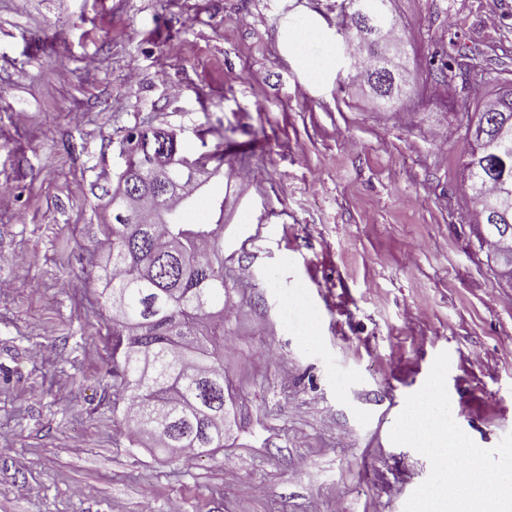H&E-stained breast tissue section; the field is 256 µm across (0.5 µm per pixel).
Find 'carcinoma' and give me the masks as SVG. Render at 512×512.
<instances>
[{"mask_svg":"<svg viewBox=\"0 0 512 512\" xmlns=\"http://www.w3.org/2000/svg\"><path fill=\"white\" fill-rule=\"evenodd\" d=\"M460 57L444 56L434 69L436 81L455 78ZM474 113L493 123L512 122V105L503 93L474 102ZM131 152H172L178 148L173 134L143 129L127 136ZM473 167L481 175L480 190L470 196L478 222L488 228L480 243L487 251L499 250L498 235L512 234V214L491 222L484 216L485 202L504 186L512 189V147L463 156L461 168ZM118 180L133 182L140 195L127 205L110 203L112 223L104 225L109 252L100 276V297L110 304L125 298L128 309L141 321L133 335L120 322H112V365L105 386L112 388V415L138 433L154 437L156 447L170 455L174 449L197 442L199 448L224 447V319L207 315L225 309L224 302V194L210 196V213L190 224L185 214L196 202L191 176L181 178L186 199L182 213L158 223L153 218V197L163 193L151 168L144 165ZM144 352L143 373L134 377L129 360L133 348Z\"/></svg>","mask_w":512,"mask_h":512,"instance_id":"cac0c4a2","label":"carcinoma"}]
</instances>
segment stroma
Returning a JSON list of instances; mask_svg holds the SVG:
<instances>
[{"instance_id":"1","label":"stroma","mask_w":512,"mask_h":512,"mask_svg":"<svg viewBox=\"0 0 512 512\" xmlns=\"http://www.w3.org/2000/svg\"><path fill=\"white\" fill-rule=\"evenodd\" d=\"M331 0H0V512H404L390 440L448 352L451 413L512 432V287L462 191L466 53L512 80V0H393L413 124L346 83ZM224 154L221 449L132 445L103 377L109 195L127 134ZM24 263H17V256ZM458 55L460 58L448 57V55H446L438 60L439 62L436 68L434 70H431L434 72V77L437 82L449 83L450 81H452L456 76V73L453 74L456 65L457 69H459L461 85L465 83L469 84V78L472 69L467 68L466 70H463L462 67L460 66V61L467 57L466 55H463L461 52H459Z\"/></svg>"}]
</instances>
